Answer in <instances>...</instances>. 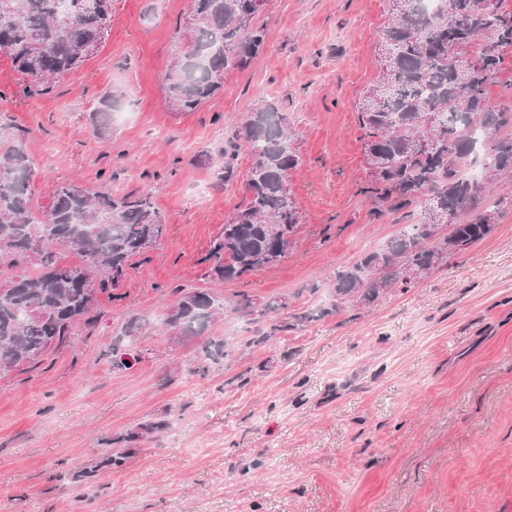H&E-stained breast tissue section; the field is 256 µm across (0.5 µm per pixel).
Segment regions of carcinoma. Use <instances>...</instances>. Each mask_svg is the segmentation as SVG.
<instances>
[{
    "mask_svg": "<svg viewBox=\"0 0 512 512\" xmlns=\"http://www.w3.org/2000/svg\"><path fill=\"white\" fill-rule=\"evenodd\" d=\"M114 0H0V50L21 79L27 99L53 92L61 77L78 70L109 37ZM390 22L383 34L376 82L359 100L369 171L361 187L373 223L388 216L414 220L410 228L366 254L354 270L336 274L340 303L370 305L396 285H407L494 231L500 210L512 195L489 199L482 193L512 172V104L488 105L487 88L512 45V8L494 0H441L428 10L423 0H389ZM191 28L178 32L179 50L165 77L164 100L173 112H194L224 87V75L248 68L264 46L255 0H189ZM117 99L106 96L93 113L108 126ZM484 135L488 160L477 178L466 172L477 160L469 130ZM299 133L277 103L260 99L249 109L224 147L220 179L235 177L236 152L251 163L244 204L231 213L205 261L208 275L234 281L270 267L292 250L303 219L288 195L291 173L301 163ZM32 162L27 130L0 119V267L24 266L0 288V365L11 370L38 362L54 344L89 325L98 305L87 292V272L103 271L98 295L112 294L113 275H124L132 258L162 237L164 223L148 193L114 195L88 190L74 181L55 185L44 220L31 217ZM44 240V256L25 262L31 240ZM442 238V246L428 243ZM81 257L59 264L58 249ZM166 325L177 336H199L224 316V302L207 291L176 290ZM284 304L273 299L255 309L243 296L237 308L266 321L251 344L269 342L288 324L273 320Z\"/></svg>",
    "mask_w": 512,
    "mask_h": 512,
    "instance_id": "carcinoma-1",
    "label": "carcinoma"
}]
</instances>
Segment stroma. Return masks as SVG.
Returning a JSON list of instances; mask_svg holds the SVG:
<instances>
[{
  "instance_id": "stroma-1",
  "label": "stroma",
  "mask_w": 512,
  "mask_h": 512,
  "mask_svg": "<svg viewBox=\"0 0 512 512\" xmlns=\"http://www.w3.org/2000/svg\"><path fill=\"white\" fill-rule=\"evenodd\" d=\"M189 0H115L108 39L53 93L19 95L0 58V115L28 130L32 215L57 181L150 193L161 239L134 257L93 323L34 368L0 375V512H512V209L494 232L371 305L337 303V271L406 231L369 222L357 104L377 79L388 0H270L265 48L194 112L164 77ZM121 121L96 132L101 97ZM274 100L299 132L290 192L304 220L288 257L231 283L204 261L244 202L250 166L219 179L248 107ZM227 310L173 337L175 288ZM280 298L271 342L236 309ZM140 317L139 335L122 334ZM225 356L204 363L210 341ZM138 358L119 372L113 343ZM207 372H200V365ZM150 421L163 432L131 439ZM125 454L107 467L105 455Z\"/></svg>"
}]
</instances>
